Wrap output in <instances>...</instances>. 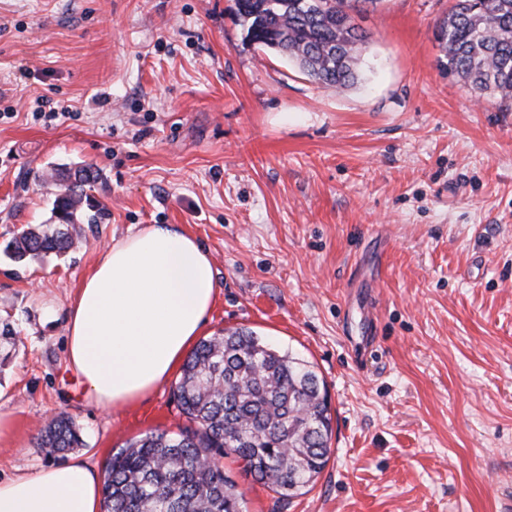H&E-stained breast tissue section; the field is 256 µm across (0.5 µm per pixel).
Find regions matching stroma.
Masks as SVG:
<instances>
[{"mask_svg": "<svg viewBox=\"0 0 512 512\" xmlns=\"http://www.w3.org/2000/svg\"><path fill=\"white\" fill-rule=\"evenodd\" d=\"M452 0H381L355 86L250 44L235 0H0V480L48 461L58 415L104 471L184 424L168 380L112 410L66 355L103 251L175 224L210 253L204 336L244 327L324 379L329 460L282 499L233 458L244 512H512V103L444 70ZM90 165L108 217L74 250L3 252L53 223L57 172ZM37 441L38 447L43 448L47 456L85 445L75 422L65 415L47 424L40 432Z\"/></svg>", "mask_w": 512, "mask_h": 512, "instance_id": "stroma-1", "label": "stroma"}]
</instances>
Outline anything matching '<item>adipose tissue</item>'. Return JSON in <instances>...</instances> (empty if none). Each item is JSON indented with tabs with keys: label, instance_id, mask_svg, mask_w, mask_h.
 <instances>
[{
	"label": "adipose tissue",
	"instance_id": "adipose-tissue-1",
	"mask_svg": "<svg viewBox=\"0 0 512 512\" xmlns=\"http://www.w3.org/2000/svg\"><path fill=\"white\" fill-rule=\"evenodd\" d=\"M216 293L193 235L150 224L112 244L68 313L67 359L91 401L112 409L169 379L201 336ZM101 478L75 459L0 481V512H102Z\"/></svg>",
	"mask_w": 512,
	"mask_h": 512
}]
</instances>
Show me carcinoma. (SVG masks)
Masks as SVG:
<instances>
[{
	"label": "carcinoma",
	"instance_id": "obj_1",
	"mask_svg": "<svg viewBox=\"0 0 512 512\" xmlns=\"http://www.w3.org/2000/svg\"><path fill=\"white\" fill-rule=\"evenodd\" d=\"M380 0H236L246 39L337 90L359 80L365 35L353 23L361 3ZM448 70L479 95L512 100V0H454L438 26ZM98 171L59 174L55 224L27 227L6 246L16 263L75 247L70 228L100 224L92 191ZM188 425L173 437L150 432L129 442L107 465L104 512H241L221 459L234 454L281 497L312 483L328 462L331 417L323 380L306 362L281 355L252 331L224 330L202 340L175 386ZM46 455L81 448L72 418L40 432Z\"/></svg>",
	"mask_w": 512,
	"mask_h": 512
}]
</instances>
